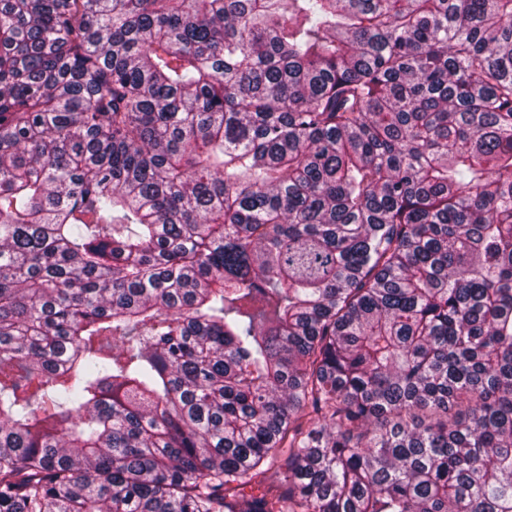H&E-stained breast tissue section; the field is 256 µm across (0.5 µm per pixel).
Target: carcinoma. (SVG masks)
<instances>
[{"label":"carcinoma","mask_w":512,"mask_h":512,"mask_svg":"<svg viewBox=\"0 0 512 512\" xmlns=\"http://www.w3.org/2000/svg\"><path fill=\"white\" fill-rule=\"evenodd\" d=\"M0 512H512V0H0Z\"/></svg>","instance_id":"obj_1"}]
</instances>
